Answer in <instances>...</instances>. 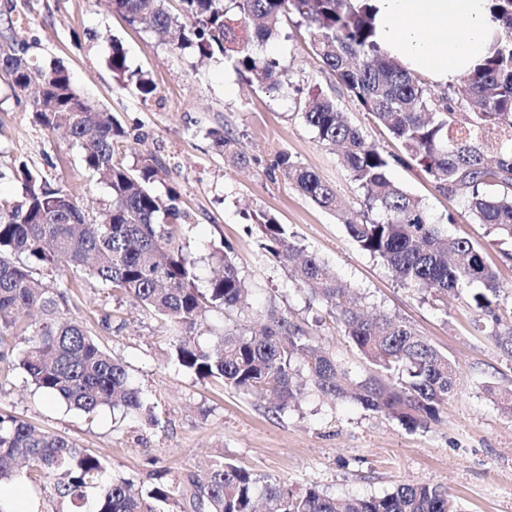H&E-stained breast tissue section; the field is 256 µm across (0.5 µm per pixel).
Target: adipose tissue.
Returning a JSON list of instances; mask_svg holds the SVG:
<instances>
[{"mask_svg":"<svg viewBox=\"0 0 512 512\" xmlns=\"http://www.w3.org/2000/svg\"><path fill=\"white\" fill-rule=\"evenodd\" d=\"M375 40L409 70L451 85L487 54L503 30L489 0H370Z\"/></svg>","mask_w":512,"mask_h":512,"instance_id":"1","label":"adipose tissue"}]
</instances>
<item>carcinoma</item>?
Returning a JSON list of instances; mask_svg holds the SVG:
<instances>
[{"label": "carcinoma", "instance_id": "cac0c4a2", "mask_svg": "<svg viewBox=\"0 0 512 512\" xmlns=\"http://www.w3.org/2000/svg\"><path fill=\"white\" fill-rule=\"evenodd\" d=\"M177 2L179 18L170 12V0H112V6L129 24H146L158 34L173 31L177 48L201 58L219 54L237 73L261 83L287 73L288 62L258 54L255 44L277 35L283 17L297 16L307 27L311 51L361 110L400 142L438 190L465 197L476 222L512 240V0H491L504 39L456 84L437 90L382 52L367 0ZM26 53L22 44L1 50L0 69L17 94L29 95L27 104L38 124L67 131L85 169L107 186L111 200L94 218L72 193L50 187L26 162L18 163L22 198L0 201L1 361L15 357L27 382L45 399L90 421L105 407L120 411L123 419L153 411L126 365L61 312L66 291L52 284L71 288L94 281L170 324L168 360L176 368L270 400L277 412L297 404L310 387L390 415L409 429L437 418L455 392L448 355L403 320L365 312L359 296L341 285L327 264L304 253L271 216L258 220L263 249L285 268L304 255L299 289L335 315L373 374L353 380L272 302L258 312L260 330L226 323L218 345L202 342L207 313L238 310L251 291L230 249L220 246L209 254L221 273L205 291L196 288L195 260L172 245L167 225L157 221L161 212L182 218L175 190L162 197L149 189L164 163L147 156L127 166L117 159L128 138L121 123L83 98L61 65L30 61ZM109 65L135 83L142 97L153 93L150 79L129 69L115 40ZM302 115L321 143L336 147L353 181L366 191L367 212H352L344 220L358 247L380 259L404 285L437 296L471 290L475 308L499 322V285L483 249L448 235L419 199L389 179L390 156L365 140L333 96L312 95ZM208 135L232 164L250 163L231 132L211 130ZM274 168L317 206L338 211L336 189L288 154L279 155ZM372 211L379 217L370 218ZM17 335L24 337L20 349L10 341ZM488 392L512 412V389L490 386ZM21 476L50 482L67 512H172L180 505L188 512H257L259 497L266 512H454L447 490L429 483H402L379 497L341 498L277 479L259 490L253 473L224 460L185 478L159 472L139 495L130 480L110 471L105 458L63 435L0 414V486Z\"/></svg>", "mask_w": 512, "mask_h": 512}]
</instances>
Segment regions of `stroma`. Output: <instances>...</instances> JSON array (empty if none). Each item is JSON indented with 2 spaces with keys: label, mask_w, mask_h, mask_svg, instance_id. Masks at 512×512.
<instances>
[{
  "label": "stroma",
  "mask_w": 512,
  "mask_h": 512,
  "mask_svg": "<svg viewBox=\"0 0 512 512\" xmlns=\"http://www.w3.org/2000/svg\"><path fill=\"white\" fill-rule=\"evenodd\" d=\"M12 39L26 41L29 56L63 65L82 96L120 121L129 134L125 164L150 154L164 161L153 189L160 195L171 187L178 190L183 217L170 225L173 243L196 257L200 280L212 275L211 248L231 246L241 275L255 286L249 308L233 311V320L253 324L257 310L275 302L356 380L370 374L341 323L309 303L293 273L263 250L262 234L251 228L249 218L270 214L306 253L317 255L354 288L367 310L402 318L448 354L458 390L437 420L414 430L352 400L312 390L295 408L278 413L263 400L176 369L167 360L166 322L127 298L85 283L68 290L67 316L83 322L126 363L154 405L159 426L128 419L116 427L108 409L87 421L34 394L21 369L2 363L0 411L107 457L114 473L138 487L152 483L156 472L184 477L222 459L264 480L314 486L338 497L381 495L405 482H426L449 491L455 512H512V414L488 394L492 386L512 388V359L497 344V323L475 308L469 294L437 300L403 285L379 259L358 248L337 216L317 207L272 168L280 154H288L334 186L346 209L363 210L364 190L302 117L305 100L319 90L335 94L368 141L389 153L401 151L339 90L336 76L309 50L305 27L295 18L285 19L280 36L263 45L264 53L288 60L287 74L272 89L247 82L225 66L223 57L206 60L178 49L148 26H128L110 0H0V44ZM116 42L130 70L152 81L149 97L120 86L108 63ZM214 130L239 139L252 159L248 168L225 162L210 136ZM18 161L52 187L72 192L91 215L110 200L107 187L84 168L69 138L36 123L0 70L1 198L22 197L13 173ZM388 177L421 199L431 220L445 225L449 235L482 247L500 285L501 322H512V259L505 257L512 244H501L489 225L471 220L461 198L439 192L415 162L392 164Z\"/></svg>",
  "instance_id": "35a3bbf8"
}]
</instances>
